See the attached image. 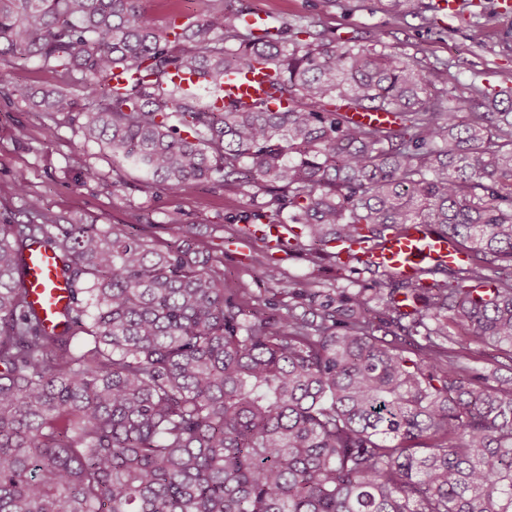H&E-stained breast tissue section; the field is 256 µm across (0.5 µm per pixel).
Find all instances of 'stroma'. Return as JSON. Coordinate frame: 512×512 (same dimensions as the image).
<instances>
[{
    "instance_id": "35a3bbf8",
    "label": "stroma",
    "mask_w": 512,
    "mask_h": 512,
    "mask_svg": "<svg viewBox=\"0 0 512 512\" xmlns=\"http://www.w3.org/2000/svg\"><path fill=\"white\" fill-rule=\"evenodd\" d=\"M414 15H398L391 0H336L323 9L322 0H237L251 12L276 20L305 19L329 39L369 42L385 31V41L402 57L419 62L432 92L449 101L467 96L470 86L496 91L512 86V11H499L497 0H481L467 18L436 22L428 4ZM24 174L29 194L40 198L50 214L75 224L120 227L148 224L152 240L164 247L185 238L203 239L224 261V286L244 294L247 302L285 298L288 289L316 279L328 287L365 288L370 275L356 271L343 279L331 263L313 265L294 250L278 251L284 277L256 280L251 242L230 238L227 226L246 214L253 199L234 185H190L180 194L145 188L136 171L116 173L101 146L84 142L65 114L44 113L0 96V219L24 221L23 200L15 178Z\"/></svg>"
}]
</instances>
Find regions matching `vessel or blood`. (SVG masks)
I'll return each instance as SVG.
<instances>
[{"instance_id": "obj_1", "label": "vessel or blood", "mask_w": 512, "mask_h": 512, "mask_svg": "<svg viewBox=\"0 0 512 512\" xmlns=\"http://www.w3.org/2000/svg\"><path fill=\"white\" fill-rule=\"evenodd\" d=\"M269 74V69L260 67L229 75L217 86L212 85L207 74L197 72L179 74L175 81L185 90L209 86L213 97L219 101L231 98L247 103L263 97ZM373 259L379 265L394 268L407 276L440 259L451 264L466 261L463 253L452 249L447 237L430 233L422 224L388 236ZM23 273L32 303L49 323H56L58 313L69 299L68 284L56 256L46 247H32L26 255Z\"/></svg>"}]
</instances>
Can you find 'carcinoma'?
Listing matches in <instances>:
<instances>
[{
	"label": "carcinoma",
	"instance_id": "cac0c4a2",
	"mask_svg": "<svg viewBox=\"0 0 512 512\" xmlns=\"http://www.w3.org/2000/svg\"><path fill=\"white\" fill-rule=\"evenodd\" d=\"M246 14L207 0L159 27L141 0H0V63L49 68L41 111L116 170L173 194L247 187L261 201L230 233L287 224L288 248L374 287L308 281L253 313L208 242L152 247L134 224H62L24 198L28 222L0 224V512H512V378L448 345L453 326L512 350V106L475 111L477 86L455 107L430 96L381 31L338 42ZM264 65L250 103L173 83ZM412 224L468 262L405 279L367 259ZM35 243L71 285L53 326L23 278ZM261 250L257 274L279 279Z\"/></svg>",
	"mask_w": 512,
	"mask_h": 512
}]
</instances>
